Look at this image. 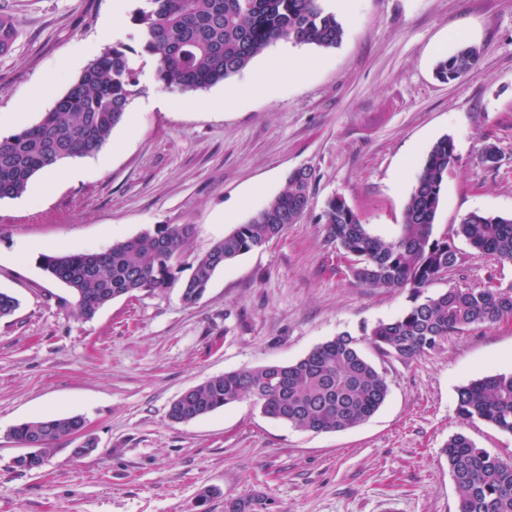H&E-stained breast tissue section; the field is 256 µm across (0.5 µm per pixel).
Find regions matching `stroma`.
<instances>
[{"label": "stroma", "instance_id": "1", "mask_svg": "<svg viewBox=\"0 0 512 512\" xmlns=\"http://www.w3.org/2000/svg\"><path fill=\"white\" fill-rule=\"evenodd\" d=\"M138 0H0L18 35L0 55V133L38 122L105 48L108 22L138 47ZM345 28L323 50L278 42L242 73L197 92L162 88L155 58L134 57L136 92L100 156L39 172L0 200V290L18 298L0 319V512H227L265 500L268 512H458L442 453L455 433L512 460V435L462 421L456 392L512 371V322L451 335L411 360L387 358L384 405L362 424L313 433L263 415L245 399L188 423L168 417L184 391L229 371L299 359L347 332L362 335L410 303L408 289L357 283L320 220L340 197L387 234L402 222L416 170L451 137L436 235L471 212L512 216V0H322ZM480 49L467 75L440 81L436 64L460 43ZM296 80L255 81L281 54ZM51 96L13 112L35 86ZM500 150L486 167L481 147ZM107 166H100V159ZM313 173L310 206L281 237L215 273L185 304L180 286L117 298L92 320L40 266L50 252L103 251L163 224H191L190 267L224 234L280 194L289 172ZM431 284L512 282V264L473 254ZM86 419L98 447L77 457L58 440L38 470L17 468L14 425L46 416ZM213 494L206 503L198 496Z\"/></svg>", "mask_w": 512, "mask_h": 512}]
</instances>
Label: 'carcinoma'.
<instances>
[{
	"instance_id": "cac0c4a2",
	"label": "carcinoma",
	"mask_w": 512,
	"mask_h": 512,
	"mask_svg": "<svg viewBox=\"0 0 512 512\" xmlns=\"http://www.w3.org/2000/svg\"><path fill=\"white\" fill-rule=\"evenodd\" d=\"M130 21L140 54L156 58L163 88L181 92L210 88L235 76L268 47L333 49L344 28L321 0H147ZM17 37L12 19L0 15V55ZM123 43L108 46L80 72L68 91L35 124L0 137V200L15 198L40 171L66 159L95 156L107 145L131 102L136 69ZM479 49L462 42L441 59V79L471 72ZM455 159L445 136L429 149L408 195L402 224L393 235H378L341 199L327 201L321 220L328 239L350 262L349 272L367 288H408L410 304L390 321L363 335H337L288 363L216 375L195 386L169 408V419L185 423L248 398L261 412L314 433L338 432L372 417L388 397L384 374L364 354L368 344L382 356L413 359L437 349L448 336L473 326L512 318V283L449 288L425 294L459 262L454 239L461 237L479 256L512 264V217L473 212L447 236L434 235L448 168ZM312 172L291 171L286 189L248 221L235 225L191 265L181 281L182 300L192 305L205 294L214 273L238 257L279 237L298 223L310 202ZM194 234L191 224H166L112 244L103 252L44 254L43 269L77 297V313L90 320L119 297L171 287L180 258ZM456 410L468 422L484 421L512 435V372L473 380L457 390ZM81 418L58 416L13 426L9 437L29 452L19 467L41 466L54 443ZM442 453L459 491V512H512V462L477 447L464 433L448 438Z\"/></svg>"
}]
</instances>
